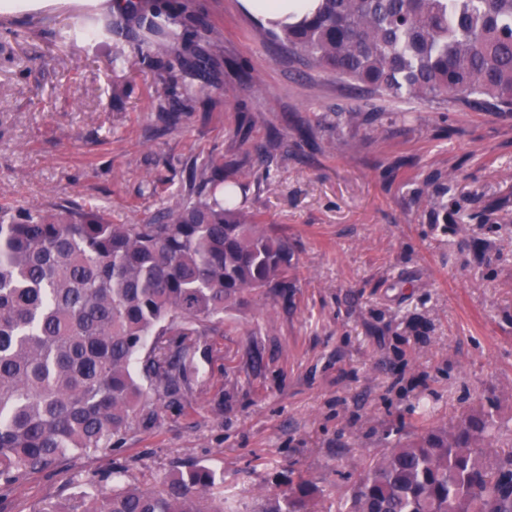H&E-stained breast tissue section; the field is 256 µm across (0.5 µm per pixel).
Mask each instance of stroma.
Returning <instances> with one entry per match:
<instances>
[{
	"mask_svg": "<svg viewBox=\"0 0 512 512\" xmlns=\"http://www.w3.org/2000/svg\"><path fill=\"white\" fill-rule=\"evenodd\" d=\"M25 2L0 8V204L130 224L217 157L293 268L287 291L213 323L189 391L147 405L111 454L23 477L0 512L75 499L112 463L143 487L207 465L236 512L303 471L318 512H336L362 466L418 428L488 405L512 441V112L357 91L282 50L242 0H182L222 65L193 107L169 98L171 125L152 95L187 74L138 64L129 35L66 39L74 0Z\"/></svg>",
	"mask_w": 512,
	"mask_h": 512,
	"instance_id": "35a3bbf8",
	"label": "stroma"
}]
</instances>
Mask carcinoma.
<instances>
[{
    "label": "carcinoma",
    "instance_id": "carcinoma-1",
    "mask_svg": "<svg viewBox=\"0 0 512 512\" xmlns=\"http://www.w3.org/2000/svg\"><path fill=\"white\" fill-rule=\"evenodd\" d=\"M170 0L130 16L123 4L82 35L136 30L151 66L207 78ZM310 66L387 97L453 99L512 112V0H318L270 31ZM224 167L192 171L180 201L139 224L88 208L0 206V484L90 449L112 453L149 392L180 396L212 319L246 293L288 287V241L233 200ZM493 413L473 410L398 440L363 468L337 512H512V450ZM82 506L48 512H232L210 496L216 473L193 465L162 487L124 482ZM316 485L297 474L261 512H313Z\"/></svg>",
    "mask_w": 512,
    "mask_h": 512
}]
</instances>
